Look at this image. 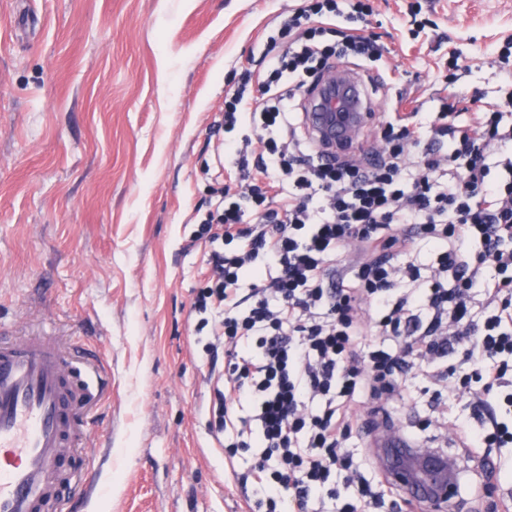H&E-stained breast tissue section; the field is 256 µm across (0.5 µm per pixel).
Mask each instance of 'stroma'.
<instances>
[{
	"label": "stroma",
	"instance_id": "stroma-1",
	"mask_svg": "<svg viewBox=\"0 0 512 512\" xmlns=\"http://www.w3.org/2000/svg\"><path fill=\"white\" fill-rule=\"evenodd\" d=\"M371 0L368 32L412 96L443 89L449 52L470 111L500 96L512 0ZM303 0H0V323L50 313L77 355L97 353L112 393L92 411L112 453L86 512H241L244 495L212 447L211 386L191 305L189 249L223 179L208 174L213 123L280 20ZM450 503L485 512L512 487V448L481 497L463 449Z\"/></svg>",
	"mask_w": 512,
	"mask_h": 512
}]
</instances>
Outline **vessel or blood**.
I'll return each mask as SVG.
<instances>
[{"mask_svg": "<svg viewBox=\"0 0 512 512\" xmlns=\"http://www.w3.org/2000/svg\"><path fill=\"white\" fill-rule=\"evenodd\" d=\"M379 116L358 107L327 140L330 151H352L359 131ZM62 337L28 336L0 324V512H63L64 502L89 503L97 481L72 490L66 462L93 440L83 413L101 396L106 371L77 369Z\"/></svg>", "mask_w": 512, "mask_h": 512, "instance_id": "1", "label": "vessel or blood"}]
</instances>
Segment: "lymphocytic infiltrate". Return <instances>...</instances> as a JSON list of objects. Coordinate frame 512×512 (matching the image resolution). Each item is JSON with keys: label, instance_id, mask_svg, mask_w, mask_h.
I'll list each match as a JSON object with an SVG mask.
<instances>
[{"label": "lymphocytic infiltrate", "instance_id": "f902f5d3", "mask_svg": "<svg viewBox=\"0 0 512 512\" xmlns=\"http://www.w3.org/2000/svg\"><path fill=\"white\" fill-rule=\"evenodd\" d=\"M372 13L311 0L267 38L263 98L248 73L224 100L239 181L198 238L208 284L192 311L214 445L267 512H399L403 491L366 477L351 440L393 427L418 371L469 410L463 447H512V87L472 121L453 93L384 113L369 152L325 151L304 119L325 74L350 64L388 84Z\"/></svg>", "mask_w": 512, "mask_h": 512}]
</instances>
